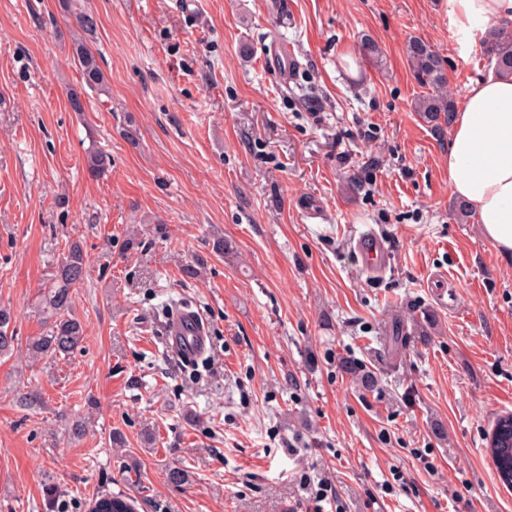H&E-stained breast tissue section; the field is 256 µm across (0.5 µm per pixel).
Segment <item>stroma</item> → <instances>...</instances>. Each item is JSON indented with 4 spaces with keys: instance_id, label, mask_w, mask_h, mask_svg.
Here are the masks:
<instances>
[{
    "instance_id": "stroma-1",
    "label": "stroma",
    "mask_w": 512,
    "mask_h": 512,
    "mask_svg": "<svg viewBox=\"0 0 512 512\" xmlns=\"http://www.w3.org/2000/svg\"><path fill=\"white\" fill-rule=\"evenodd\" d=\"M65 2L0 0V308L20 339L43 332L68 244L89 259L79 349L0 357V512H49L51 488L64 512L112 494L137 512H304L309 481L338 489L325 512H512L485 438L512 413V262L453 215L448 139L414 110L406 54L419 38L446 59L459 107L490 74L485 33H460L447 0H81L97 94ZM277 41L301 62L286 86L262 65ZM368 229L388 250L377 276L354 253ZM173 298L209 324L199 370L166 346ZM424 316L430 335L391 352L392 322ZM27 390L41 408L17 407ZM71 11L75 19L72 34L73 51L84 83L94 91L105 92L106 83L98 56L85 44L86 38L96 30V21L91 14L78 7L76 0L71 1ZM74 55V57H75Z\"/></svg>"
}]
</instances>
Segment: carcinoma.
<instances>
[{"label": "carcinoma", "mask_w": 512, "mask_h": 512, "mask_svg": "<svg viewBox=\"0 0 512 512\" xmlns=\"http://www.w3.org/2000/svg\"><path fill=\"white\" fill-rule=\"evenodd\" d=\"M71 11L75 19L72 34L73 51L81 77L91 89L106 91L103 71L97 54L85 44L86 38L96 30L94 17L78 7L77 0H71ZM489 62L498 74H512V30L496 28L486 42ZM407 58L410 68L419 84L429 89V93L417 98L415 112L421 121L436 135L444 133L452 123L455 107L448 98L445 60L425 41L412 40L407 46ZM88 172L97 178L104 175L111 166V158L104 152L91 149L86 155ZM88 259L83 246L78 242L68 245L50 287L42 295L41 312L47 330L27 340L26 350L34 360L52 358L64 360L70 357L80 346L83 327L79 319L71 313L72 287L81 282L87 272ZM12 317L9 311L0 308V356L13 351L18 344V336L11 328ZM427 330L418 322L407 325L399 319L391 327V336L395 347H406L414 336H425ZM493 426V456L501 482L512 488V458L503 459L498 446L508 444V436L497 433ZM100 512H135L132 505L123 496L102 500Z\"/></svg>", "instance_id": "carcinoma-1"}]
</instances>
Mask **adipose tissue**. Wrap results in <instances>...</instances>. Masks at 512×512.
<instances>
[{"mask_svg": "<svg viewBox=\"0 0 512 512\" xmlns=\"http://www.w3.org/2000/svg\"><path fill=\"white\" fill-rule=\"evenodd\" d=\"M459 31L512 23V0H448ZM448 186L481 234L512 259V75L471 82L448 139Z\"/></svg>", "mask_w": 512, "mask_h": 512, "instance_id": "ef3b65f1", "label": "adipose tissue"}]
</instances>
